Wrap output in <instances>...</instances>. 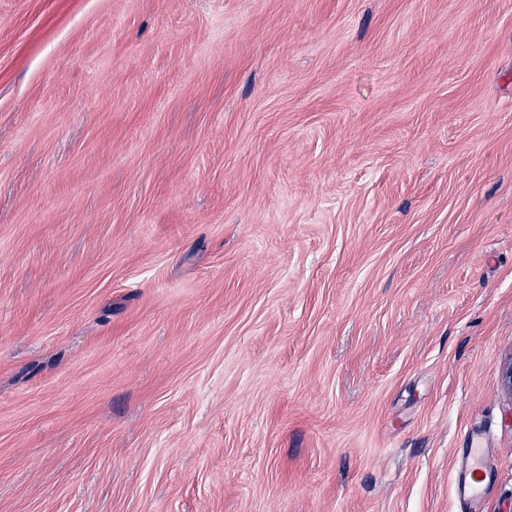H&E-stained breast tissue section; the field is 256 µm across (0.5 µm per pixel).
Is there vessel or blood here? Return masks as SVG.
<instances>
[{"label": "vessel or blood", "instance_id": "vessel-or-blood-1", "mask_svg": "<svg viewBox=\"0 0 512 512\" xmlns=\"http://www.w3.org/2000/svg\"><path fill=\"white\" fill-rule=\"evenodd\" d=\"M491 477L486 432L482 429L472 430L468 446L459 449L456 455V496L471 506H478L487 492Z\"/></svg>", "mask_w": 512, "mask_h": 512}]
</instances>
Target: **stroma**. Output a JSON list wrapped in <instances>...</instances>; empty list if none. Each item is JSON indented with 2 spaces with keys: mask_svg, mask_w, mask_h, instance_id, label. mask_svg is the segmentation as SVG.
Listing matches in <instances>:
<instances>
[{
  "mask_svg": "<svg viewBox=\"0 0 512 512\" xmlns=\"http://www.w3.org/2000/svg\"><path fill=\"white\" fill-rule=\"evenodd\" d=\"M512 0H0V512H512ZM492 472L489 465V448L486 447V430L473 429L469 444L460 448L455 460L454 491L458 498L476 509L490 484Z\"/></svg>",
  "mask_w": 512,
  "mask_h": 512,
  "instance_id": "stroma-1",
  "label": "stroma"
}]
</instances>
